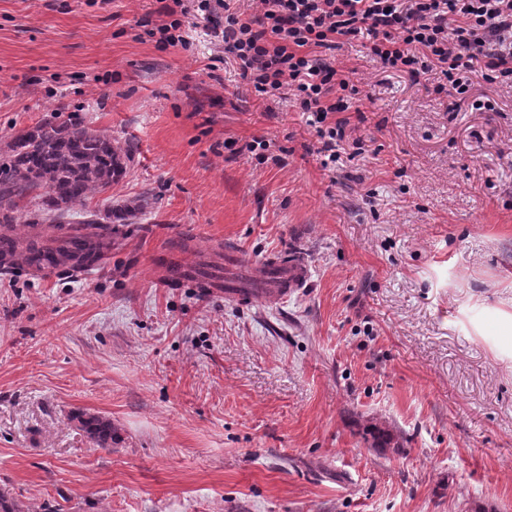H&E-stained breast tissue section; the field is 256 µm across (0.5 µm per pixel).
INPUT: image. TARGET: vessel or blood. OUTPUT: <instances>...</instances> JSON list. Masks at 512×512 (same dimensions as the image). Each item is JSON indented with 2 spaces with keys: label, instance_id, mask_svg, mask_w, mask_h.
<instances>
[{
  "label": "vessel or blood",
  "instance_id": "vessel-or-blood-1",
  "mask_svg": "<svg viewBox=\"0 0 512 512\" xmlns=\"http://www.w3.org/2000/svg\"><path fill=\"white\" fill-rule=\"evenodd\" d=\"M153 265L163 273V285L174 288L197 283L243 304L275 305L285 301L306 285L308 268L300 253H278L258 267L245 263L241 252L229 246L224 250V273L202 274L193 264L176 261L170 249L159 248L152 254Z\"/></svg>",
  "mask_w": 512,
  "mask_h": 512
}]
</instances>
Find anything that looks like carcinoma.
I'll list each match as a JSON object with an SVG mask.
<instances>
[{"instance_id": "cac0c4a2", "label": "carcinoma", "mask_w": 512, "mask_h": 512, "mask_svg": "<svg viewBox=\"0 0 512 512\" xmlns=\"http://www.w3.org/2000/svg\"><path fill=\"white\" fill-rule=\"evenodd\" d=\"M131 151L105 132L71 121L46 120L17 131L0 154V270L28 266L44 252L61 266L97 264L103 249H112V221L127 223L147 205L107 210V222L87 211L82 227L67 225L66 212L104 192L126 171ZM33 224L39 230L25 239L9 234L13 224ZM90 438L101 448L112 445V422L80 418Z\"/></svg>"}]
</instances>
